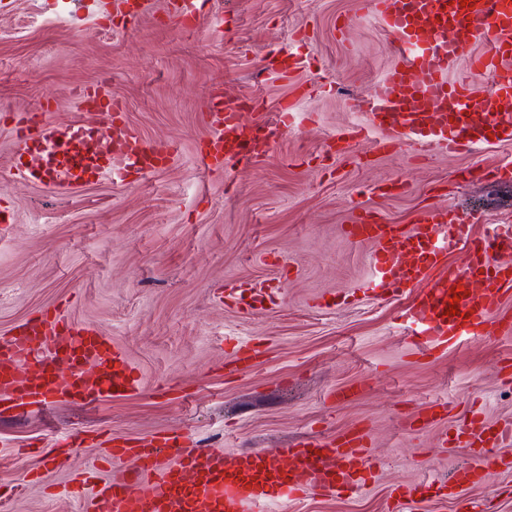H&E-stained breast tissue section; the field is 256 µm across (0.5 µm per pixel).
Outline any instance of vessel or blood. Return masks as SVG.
I'll use <instances>...</instances> for the list:
<instances>
[{
    "instance_id": "1",
    "label": "vessel or blood",
    "mask_w": 512,
    "mask_h": 512,
    "mask_svg": "<svg viewBox=\"0 0 512 512\" xmlns=\"http://www.w3.org/2000/svg\"><path fill=\"white\" fill-rule=\"evenodd\" d=\"M382 23L397 61L361 104L365 124L337 129L336 142L349 145L376 135L378 149L401 146L419 152L469 153L488 138L512 141V0H366ZM148 0H112V14L140 18ZM169 16L184 27L208 18L206 0H168ZM468 59L471 78L453 84L448 71ZM485 79L493 92H479ZM82 119L54 123L51 103L1 115L9 121L18 161L15 176L32 185L78 187L93 178L125 179L128 172L147 176L162 169L172 148L146 142L124 123L125 106L107 85L74 92ZM241 103L213 89L204 120L212 134L199 153L211 171L266 156L290 126L289 103L262 127L246 126ZM448 207L426 209L404 230L370 214L355 215L345 228L356 242L375 246L369 288L397 293L443 267V274L407 306L405 322L422 354L467 334L494 335L502 296L512 290V228L472 239L465 268L448 265L446 252L464 233L450 223ZM224 296L237 300L242 314L260 313L267 294H245L225 284ZM94 362L95 372L84 369ZM140 380L124 352L96 329L76 325L60 309L28 318L0 340V401L13 407L42 405L75 397L95 401L135 392ZM472 461L456 472L460 488L482 478L489 465L512 468L500 449L512 444V423L487 424L472 414L460 426ZM112 461L132 455L135 468L106 482L86 512H269L271 505L332 497L355 490L371 467L367 435L352 429L336 437L311 436L293 448L229 455L217 448L184 443L179 436L111 448Z\"/></svg>"
}]
</instances>
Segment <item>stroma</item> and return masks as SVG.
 <instances>
[{"label":"stroma","instance_id":"obj_1","mask_svg":"<svg viewBox=\"0 0 512 512\" xmlns=\"http://www.w3.org/2000/svg\"><path fill=\"white\" fill-rule=\"evenodd\" d=\"M109 0H82L72 14L49 0H0V109L52 100V121L79 118L77 87L106 83L127 122L174 156L161 171L80 188L17 181L14 143L0 123V338L54 307L122 347L142 378L120 399L0 408V512H84L111 466L100 444L19 459L15 448L67 434L149 439L180 432L228 453L289 448L311 435L367 433L372 468L365 488L292 504L290 512H391L393 488L428 466L437 483L470 462L457 431L469 408L512 420V333L465 336L424 355L407 341L404 307L416 288H368L373 247L344 233L370 210L409 224L424 208L448 206L469 230L512 225V142L473 153L416 156L375 150L371 141H324L360 124L359 103L394 61L364 0H218L209 23L189 31L149 0L140 20L104 28ZM302 52L293 81L266 59ZM326 93L297 97V86ZM257 96L263 112L294 104L295 124L271 153L223 171L196 154L209 131L200 114L213 88ZM501 170L489 181L486 169ZM399 175L402 193L376 184ZM233 280L263 288L274 305L255 316L224 305ZM256 353L226 369L233 338ZM432 426L402 427L412 417ZM426 492L425 512H473L491 499L512 512V469L491 466L456 498Z\"/></svg>","mask_w":512,"mask_h":512}]
</instances>
